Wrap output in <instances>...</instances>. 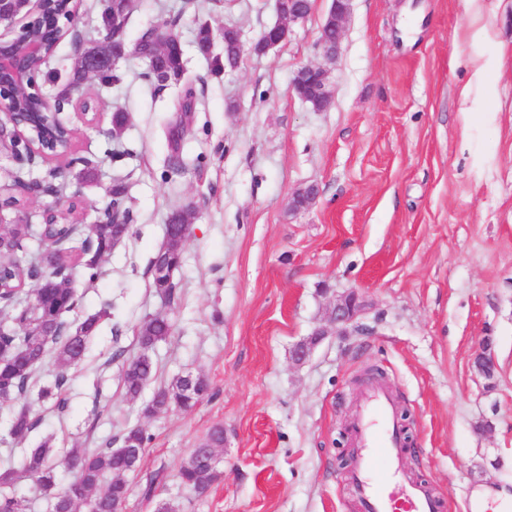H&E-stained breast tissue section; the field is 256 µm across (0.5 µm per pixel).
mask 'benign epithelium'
<instances>
[{
	"instance_id": "7a95c632",
	"label": "benign epithelium",
	"mask_w": 512,
	"mask_h": 512,
	"mask_svg": "<svg viewBox=\"0 0 512 512\" xmlns=\"http://www.w3.org/2000/svg\"><path fill=\"white\" fill-rule=\"evenodd\" d=\"M311 0H288V13L281 16L277 24L279 37L265 44L270 51L288 37L289 24L308 17L307 5ZM350 14V0H332L326 23L318 39V49L327 59H333L338 53L344 34L345 23ZM52 14L46 10V0H0V27L10 28L20 24L19 34L12 40H0V149L7 150L12 159L20 166H32L35 157L52 158L68 149L69 143L55 145V151L48 152L38 136L35 117L58 115L72 97L60 94L51 98L43 94L37 86V78L42 72L50 55L46 44L35 36V32L46 26L60 28V20H51ZM127 14L114 12L112 21L103 25L98 40L85 48L78 56L84 62L85 76L88 79H103V75L112 71L120 60L135 55L136 45L127 42L123 35ZM174 34L167 24L154 25L143 40L153 43L160 49H166ZM292 92L304 103L316 111L330 107L333 94L330 89L329 71L322 66H305L294 76ZM13 187L31 196L52 195V189L46 179L14 182ZM317 196L313 185L299 189L290 201L292 210L308 207ZM105 222L112 225V246L120 244L129 228L128 214L114 211L104 212ZM192 213L183 212V220L178 224L165 226V241L172 255H181L190 237ZM56 265V248L44 241L39 252V268L48 270ZM179 261L165 260L151 269L157 290L163 297L170 296L173 288L172 272ZM364 304L357 291L347 289L334 296L332 304L322 324L314 329L311 337L296 343L291 351L294 364L304 363L314 346L325 336H340L348 325L355 322ZM474 363L478 369L489 375L493 372V353L489 341H484L476 353Z\"/></svg>"
}]
</instances>
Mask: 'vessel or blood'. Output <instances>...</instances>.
Returning <instances> with one entry per match:
<instances>
[{
  "label": "vessel or blood",
  "instance_id": "b4317fda",
  "mask_svg": "<svg viewBox=\"0 0 512 512\" xmlns=\"http://www.w3.org/2000/svg\"><path fill=\"white\" fill-rule=\"evenodd\" d=\"M350 434L354 453L349 475L359 512H440L431 489L403 474L405 429L390 390L376 384L364 391Z\"/></svg>",
  "mask_w": 512,
  "mask_h": 512
}]
</instances>
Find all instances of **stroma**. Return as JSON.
Instances as JSON below:
<instances>
[{"label": "stroma", "instance_id": "35a3bbf8", "mask_svg": "<svg viewBox=\"0 0 512 512\" xmlns=\"http://www.w3.org/2000/svg\"><path fill=\"white\" fill-rule=\"evenodd\" d=\"M491 36L462 37L465 0H352L335 59L315 46L331 0L267 54L222 56L195 41L198 23L236 27L245 42L279 22L276 0H132L125 34L140 39L169 22L185 59L182 82L147 84L146 62L121 61L120 83L89 80L81 94L95 122L63 116L76 136L67 167L75 220L94 223L121 178L129 212L123 242L100 261L95 284L74 285L78 323L109 304L83 364L69 374L64 407L42 400L54 382L39 369L22 399L0 401V460L44 438L61 448H101L130 426L152 440L129 475L125 512H359L348 480L349 425L368 375L381 372L407 429L406 474L440 497L444 512H471L485 490L512 494V0H484ZM488 63L468 84L469 55ZM325 64L334 101L323 112L291 91L296 72ZM196 91L187 117L183 82ZM128 114L120 138L112 114ZM124 155L113 159V149ZM95 181L80 176L83 165ZM316 185L314 205L291 195ZM195 210L174 289L161 297L150 261L168 215ZM356 289L364 312L342 336L324 337L305 363L294 344L324 319L334 293ZM167 316L151 388L185 372L210 394L188 411L145 416L129 399L124 357L137 328ZM491 341L493 377L474 355ZM41 423L25 443L8 419L21 407ZM224 428L220 479L204 495L184 487L181 462L214 426Z\"/></svg>", "mask_w": 512, "mask_h": 512}]
</instances>
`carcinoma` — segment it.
I'll list each match as a JSON object with an SVG mask.
<instances>
[{"label":"carcinoma","instance_id":"carcinoma-1","mask_svg":"<svg viewBox=\"0 0 512 512\" xmlns=\"http://www.w3.org/2000/svg\"><path fill=\"white\" fill-rule=\"evenodd\" d=\"M224 55L216 61L218 69H226L237 63L238 50L235 33L223 31ZM141 52L155 57L153 69L163 70L171 80L182 76L183 55L172 50L166 54H155L144 45ZM73 208L65 209L58 217V223L50 228V234L57 237L60 258L56 268L43 273L33 288L27 287L28 273L36 259V250L31 245L29 231L20 227L14 240V253L9 259L10 269L0 274L3 288V309H12L14 315L0 326V398L3 400L22 398L36 381L39 368L51 363L55 370L54 389L46 388L41 395L48 398L53 390H62L71 369L79 366L86 357L89 342L97 332L100 321L108 315L107 308L84 321L72 325L62 320V314L74 307V291L70 287L74 277L80 275L88 283H94L99 276L96 261H85L73 254L71 243L84 234L80 224H67L65 220ZM52 308L57 312V323L49 340L32 335L36 322L43 311ZM173 325L168 317L159 315L145 320L137 330L139 351L128 358L121 370V381L127 397L136 400L155 376V365L150 352L172 334ZM183 376L174 377L170 383L154 392L144 407L146 414H158L171 409L188 410L203 396L189 402L181 391ZM39 419L29 410L15 412L9 421L8 434L17 441L25 440L38 426ZM151 437L139 427H130L121 436L122 453L107 444L103 448L79 449L57 448L47 438L37 447L28 449L20 465L0 467V512H29L26 497L16 492V486L29 480L44 491V482L52 479L59 482L63 471L71 475L69 485L79 486L83 491L80 501L82 512H115L129 495L126 477L135 472L143 458ZM224 443V428L216 426L206 435L201 445L193 449L180 463L178 474L183 485L194 492L209 489L220 479L218 465L210 460H219V450Z\"/></svg>","mask_w":512,"mask_h":512}]
</instances>
